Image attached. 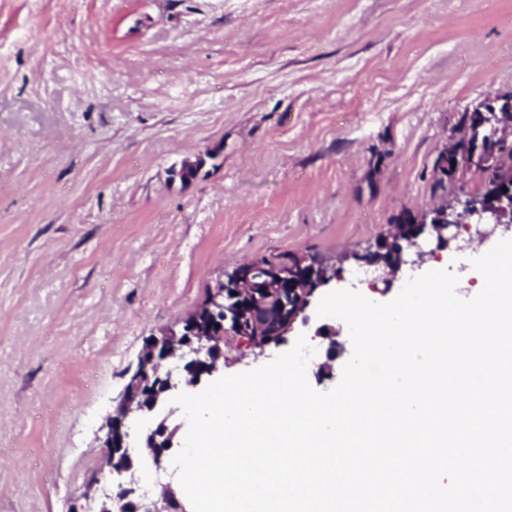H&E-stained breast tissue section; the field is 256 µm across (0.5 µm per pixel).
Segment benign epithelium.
<instances>
[{
	"mask_svg": "<svg viewBox=\"0 0 512 512\" xmlns=\"http://www.w3.org/2000/svg\"><path fill=\"white\" fill-rule=\"evenodd\" d=\"M512 105L504 111H493L489 122L499 138L512 137ZM462 170L468 168L471 147L467 132H462L445 150ZM512 231V168L505 167L504 174L494 185L480 195L461 190L429 212L421 213L412 224L398 225L392 236L396 238L397 251L389 264L371 261L360 254H342L333 261L299 256V268L288 272L262 262L242 264L225 275L215 290L213 300L205 309L213 314L222 313L221 322L235 317L240 307L248 309L249 328L243 339L249 347L263 353L271 344L281 342L293 329L310 305L317 290L340 278L345 263L363 260L375 268L378 276L373 284L389 286L402 267L408 263L421 264L430 252L423 249L427 241H436L437 247L455 243L459 250L473 242H482L498 230ZM187 331H169L153 338L139 357L135 369L120 396L115 414L106 424V447L112 449L108 465L116 460L122 464L116 471L124 480L112 494H98L97 482H91L86 497L98 501V512H186L171 486H166L159 499L144 502L139 494L140 476L133 470L127 448L131 447L128 422L152 411L159 402L177 391L180 381L169 372H161L163 362L178 357L184 361L185 382L195 384L204 377L224 373V328L202 322L193 313L184 321ZM176 431L161 422L145 436V448L157 468H162L165 452L174 446Z\"/></svg>",
	"mask_w": 512,
	"mask_h": 512,
	"instance_id": "obj_1",
	"label": "benign epithelium"
}]
</instances>
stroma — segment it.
<instances>
[{"mask_svg": "<svg viewBox=\"0 0 512 512\" xmlns=\"http://www.w3.org/2000/svg\"><path fill=\"white\" fill-rule=\"evenodd\" d=\"M494 91L512 0H0V512H83L89 481L117 485L103 427L145 340L239 264L361 252L433 208L437 157ZM480 253L363 294L433 270L469 291ZM306 317L259 357L228 341L225 374L302 335L311 386L335 387L350 334Z\"/></svg>", "mask_w": 512, "mask_h": 512, "instance_id": "obj_1", "label": "stroma"}]
</instances>
